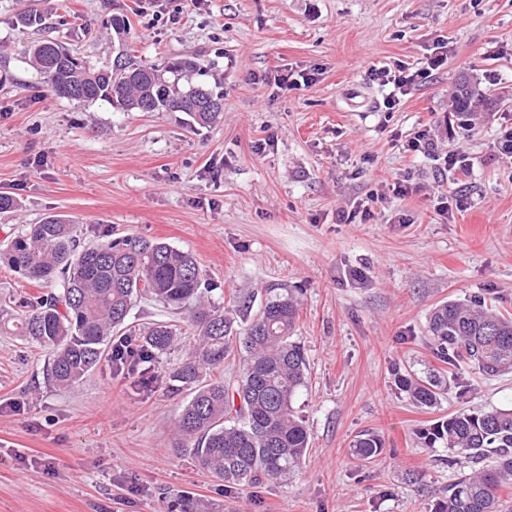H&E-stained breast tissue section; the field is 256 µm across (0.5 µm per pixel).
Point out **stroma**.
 Returning a JSON list of instances; mask_svg holds the SVG:
<instances>
[{
  "label": "stroma",
  "mask_w": 512,
  "mask_h": 512,
  "mask_svg": "<svg viewBox=\"0 0 512 512\" xmlns=\"http://www.w3.org/2000/svg\"><path fill=\"white\" fill-rule=\"evenodd\" d=\"M138 6L0 0V192L19 203L0 214V242L57 213L88 243L158 239L196 257L209 301L237 319L235 297L258 305L271 285L295 289L309 454L290 483L252 492L199 468L176 431L186 395L168 388L191 335L152 361L151 385L106 359L68 390L47 376L50 348L0 335V512H164L177 494L208 512H431L460 469L418 430L512 403V373L464 372L430 409L395 381L445 373L427 343L436 305L512 313V162L499 153L512 127V0H153L150 17ZM117 11L129 33L112 30ZM35 13L41 26L23 27ZM39 38L97 65L122 50L160 68L203 60L192 81L223 86V115L201 127L184 112L58 98L27 60ZM442 45L445 65L385 111L371 67L420 68ZM287 71L313 81L280 86ZM464 75L494 104L463 124L448 98ZM424 130L437 148L409 150ZM61 285L0 259V306ZM366 430L385 446L369 464L350 448Z\"/></svg>",
  "instance_id": "stroma-1"
}]
</instances>
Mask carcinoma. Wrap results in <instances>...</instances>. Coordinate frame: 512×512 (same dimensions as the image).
I'll list each match as a JSON object with an SVG mask.
<instances>
[{
  "mask_svg": "<svg viewBox=\"0 0 512 512\" xmlns=\"http://www.w3.org/2000/svg\"><path fill=\"white\" fill-rule=\"evenodd\" d=\"M30 63L51 92L83 102L105 101L126 111L187 112L206 126L223 111L224 92L205 86L187 90L165 74H203L201 63L177 58L165 71L127 52L97 66L63 45L35 41ZM484 94L460 83L448 111L474 112ZM3 255L26 279L49 283L64 275L61 291L0 310V334L21 336L53 350L51 380L75 386L106 357L109 345L132 338L135 352L119 354L113 365L145 383L141 362L172 349L181 328L165 322L127 332V317L139 299L188 311L196 345L170 374L169 388L186 390L189 400L176 421L198 465L229 489L286 483L300 470L310 445L305 420L295 407L307 384L308 361L294 340L299 303L286 288L266 289L258 311L241 326L205 300L204 280L195 257L166 242L123 236L83 245L73 221L59 216L30 224L6 244ZM428 340L448 376L466 367L483 377L512 373V314L479 301L446 302L427 321ZM237 355L242 372L234 384L217 375ZM399 386L418 406L438 403L439 382L412 376ZM427 447L448 450V464H468L436 498L434 512H512V407L469 408L438 419L422 432ZM383 440L365 431L351 444L364 462L379 457Z\"/></svg>",
  "mask_w": 512,
  "mask_h": 512,
  "instance_id": "1",
  "label": "carcinoma"
}]
</instances>
